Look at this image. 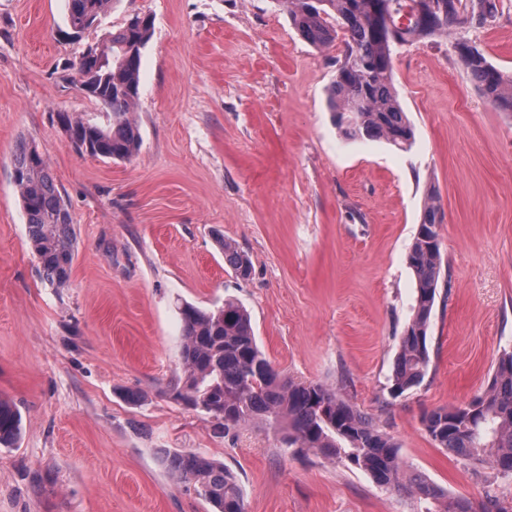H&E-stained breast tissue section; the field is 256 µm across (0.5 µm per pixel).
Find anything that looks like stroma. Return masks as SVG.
<instances>
[{
	"instance_id": "obj_1",
	"label": "stroma",
	"mask_w": 512,
	"mask_h": 512,
	"mask_svg": "<svg viewBox=\"0 0 512 512\" xmlns=\"http://www.w3.org/2000/svg\"><path fill=\"white\" fill-rule=\"evenodd\" d=\"M500 4L494 27L457 34L512 73V0ZM136 14L154 22L140 150L79 154L56 115L99 106L73 65ZM69 31L68 0H0V396L23 418L18 447L0 448V512H210L164 469L166 449L224 463L246 512H414L359 469L296 453L269 427L222 434L165 394L181 362L178 303L228 298L283 376L345 386L411 470L450 496L512 506V477L448 455L422 425L469 401L512 351V115L476 91L452 39L396 52L415 133L400 151L343 139L327 103L340 48L304 39L286 0H109L81 40ZM24 139L73 219L62 288L42 273L12 179ZM431 190L448 292L423 384L394 399L415 296L407 253ZM219 233L248 255L249 278L225 266Z\"/></svg>"
}]
</instances>
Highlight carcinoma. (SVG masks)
<instances>
[{
    "mask_svg": "<svg viewBox=\"0 0 512 512\" xmlns=\"http://www.w3.org/2000/svg\"><path fill=\"white\" fill-rule=\"evenodd\" d=\"M108 0H68L69 24L88 30ZM389 14L394 26L386 24ZM498 0H288L291 25L318 48L342 45L328 95L329 111L349 141L383 139L405 149L414 129L394 85L393 59L400 43L446 37L462 24L492 25ZM153 33L149 16L106 34L100 43L104 62L75 67L87 75L102 111L57 114L72 132L71 147L91 157L129 160L141 134L131 112L139 97L142 53ZM454 48L478 93L500 112L512 113V75L493 65L484 51L461 40ZM12 176L26 216L28 237L46 278L66 284L77 240L70 212L38 145L22 143L14 154ZM440 206L428 194L421 223L407 256L413 271L415 304L399 341L389 386L393 398L419 387L430 362L429 329L443 271ZM226 264L236 276L250 274V260L237 247L217 238ZM181 367L167 384L171 399L209 414L228 433L254 422L285 432V443L300 451L346 462L381 488L428 504L425 512H509L495 497L476 509L456 499L425 476L407 473L398 444L340 390L322 383L281 377L259 349L247 310L233 300L214 308L183 302ZM422 424L448 454L473 465H490L512 476V351H504L486 387L460 406L424 414ZM22 418L16 405L0 397V447L20 439ZM168 473L194 486L212 512H246L243 491L221 462L192 452H169Z\"/></svg>",
    "mask_w": 512,
    "mask_h": 512,
    "instance_id": "obj_1",
    "label": "carcinoma"
}]
</instances>
